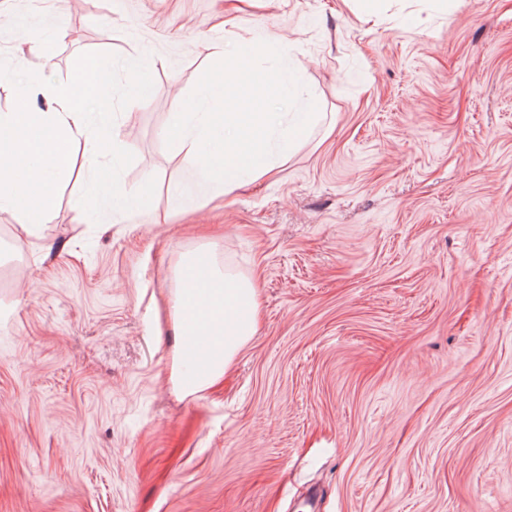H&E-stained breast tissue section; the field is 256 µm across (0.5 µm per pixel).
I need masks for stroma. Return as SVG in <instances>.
<instances>
[{"instance_id":"35a3bbf8","label":"stroma","mask_w":512,"mask_h":512,"mask_svg":"<svg viewBox=\"0 0 512 512\" xmlns=\"http://www.w3.org/2000/svg\"><path fill=\"white\" fill-rule=\"evenodd\" d=\"M60 14L29 51L18 19ZM284 50L318 121L272 173L179 196L169 124L225 48ZM147 59L115 117L151 204L64 178L0 213V512H512V0H0V58ZM255 281L222 384L170 381L178 268Z\"/></svg>"}]
</instances>
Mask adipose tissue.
I'll use <instances>...</instances> for the list:
<instances>
[{"instance_id": "adipose-tissue-1", "label": "adipose tissue", "mask_w": 512, "mask_h": 512, "mask_svg": "<svg viewBox=\"0 0 512 512\" xmlns=\"http://www.w3.org/2000/svg\"><path fill=\"white\" fill-rule=\"evenodd\" d=\"M259 311L254 281L229 276L208 255L181 269V288L172 305L176 336L173 360H195L185 377L174 378L177 392L206 390L223 381L237 353L254 336Z\"/></svg>"}]
</instances>
